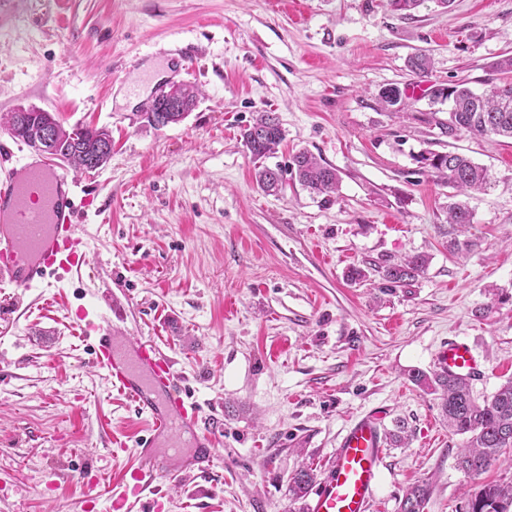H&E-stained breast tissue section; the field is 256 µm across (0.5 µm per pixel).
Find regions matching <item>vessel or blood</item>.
I'll return each mask as SVG.
<instances>
[{"mask_svg": "<svg viewBox=\"0 0 512 512\" xmlns=\"http://www.w3.org/2000/svg\"><path fill=\"white\" fill-rule=\"evenodd\" d=\"M74 183L67 170L44 161L0 170V279L12 288L43 286L51 274L77 272L87 264L89 245L77 216L80 208L91 206V199L66 208L54 205L62 187ZM92 330L94 366L131 399L148 424L132 464L112 486V512H134L147 496L153 499V512H162L163 502L154 498L161 479L173 472L203 477L213 471L216 429L180 387L172 361L153 344L113 335L108 319ZM436 363L458 379L481 374L472 348L462 340L444 344ZM378 420V415L368 414L347 429L308 503L309 512H368L384 457ZM163 446H183L187 452L172 468L159 452Z\"/></svg>", "mask_w": 512, "mask_h": 512, "instance_id": "1", "label": "vessel or blood"}]
</instances>
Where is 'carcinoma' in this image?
I'll list each match as a JSON object with an SVG mask.
<instances>
[{"mask_svg": "<svg viewBox=\"0 0 512 512\" xmlns=\"http://www.w3.org/2000/svg\"><path fill=\"white\" fill-rule=\"evenodd\" d=\"M432 104L448 103V134L460 131L476 136L497 135L512 139V80H505L485 93H477L459 82L452 86L428 88ZM146 122L162 128L166 112L158 111L157 100H152L145 112ZM52 120L57 127L56 149L67 156L70 166L87 172L107 163L110 154L103 150L107 145V131L89 127L65 129L57 117L48 118L37 112H11L6 121L7 131L32 149L36 143L27 135L26 128L41 120ZM244 147L258 162L256 182L266 193L277 192L281 182V169L261 164L272 157L283 140V131L276 117L269 112L258 115L253 123L241 131ZM429 172L438 181L454 190L448 202V224L454 231L463 232L471 223L472 212L463 197L470 192H485L491 187L485 167L454 152H430L422 157ZM291 169L302 186L311 193L334 194L340 178L335 168L320 163L307 150L293 154ZM428 257L416 254L401 262H387L378 267L381 278L400 286L423 273ZM411 381L424 391L439 396L440 409L448 427L456 434L467 436L466 445L457 458L458 468L470 476L485 473L507 449L512 448V379L501 384L491 397L478 401L468 383L451 378L437 371L415 370ZM315 482L312 470L303 468L290 480L293 501L305 498ZM430 495L427 484L411 487L404 496L401 512H424ZM512 507V481L485 484L470 495L464 512H509Z\"/></svg>", "mask_w": 512, "mask_h": 512, "instance_id": "1", "label": "carcinoma"}]
</instances>
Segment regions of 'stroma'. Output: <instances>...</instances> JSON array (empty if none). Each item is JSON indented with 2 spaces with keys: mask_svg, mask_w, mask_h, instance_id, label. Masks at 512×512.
Masks as SVG:
<instances>
[{
  "mask_svg": "<svg viewBox=\"0 0 512 512\" xmlns=\"http://www.w3.org/2000/svg\"><path fill=\"white\" fill-rule=\"evenodd\" d=\"M428 54L418 77L409 59ZM512 0H0V114L20 106L112 137L101 169L77 174L99 212L82 215L90 260L52 288L0 287V512H84L90 483L132 460L146 421L92 364L76 323L122 311L112 332L173 360L204 415L221 422L214 473L164 478V512H294L289 481L323 475L348 424L383 412L387 446L370 512H462L469 493L512 479V453L471 478L464 436L408 378L439 346L470 342L489 398L512 378V140L448 134V108L423 90L502 80ZM199 91L181 122L143 114L163 85ZM396 86L404 102L383 109ZM284 139L268 166L305 149L336 168L331 200L254 179L240 140L260 113ZM455 152L489 168L471 195L467 256L448 251V186L421 162ZM428 255L423 274L386 289L376 268ZM365 280L348 281L350 267ZM123 435L124 447L110 443ZM430 495V488L427 484L411 487L404 496L401 505V512H423Z\"/></svg>",
  "mask_w": 512,
  "mask_h": 512,
  "instance_id": "obj_1",
  "label": "stroma"
}]
</instances>
